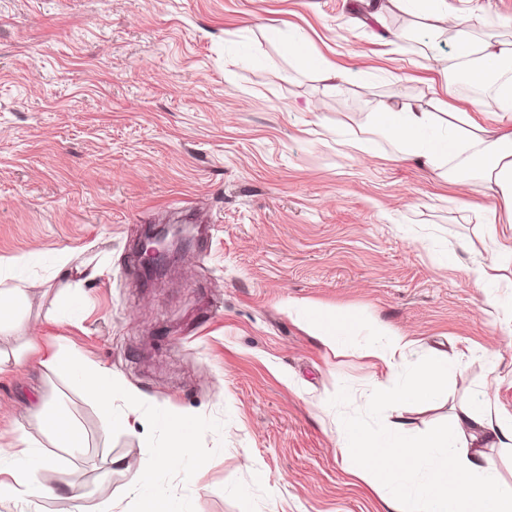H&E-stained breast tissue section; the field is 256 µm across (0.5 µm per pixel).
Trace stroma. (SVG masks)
I'll return each mask as SVG.
<instances>
[{
  "mask_svg": "<svg viewBox=\"0 0 512 512\" xmlns=\"http://www.w3.org/2000/svg\"><path fill=\"white\" fill-rule=\"evenodd\" d=\"M448 5L481 37L512 18V0ZM296 35L340 78L289 56ZM453 51L423 14L370 0H0V268L29 257L21 311L41 332L31 351L0 335V442L26 434L85 512H141L139 472L165 442L153 420L190 412L205 468L160 475L172 512H389L341 453L344 426L423 436L483 399L512 419V288L470 280L495 250L471 209L490 202L481 182L463 199L386 141L348 144L367 113L440 111L429 58ZM172 223L197 243L138 282L143 229ZM74 289L83 314L61 319ZM295 304L362 326L335 350ZM375 321L408 336L399 367L363 356ZM61 343L144 395L113 400L134 429L43 367ZM442 360L433 399L371 404ZM46 402L78 422L79 451L43 434Z\"/></svg>",
  "mask_w": 512,
  "mask_h": 512,
  "instance_id": "1",
  "label": "stroma"
}]
</instances>
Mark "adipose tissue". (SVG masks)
I'll use <instances>...</instances> for the list:
<instances>
[{
  "instance_id": "1",
  "label": "adipose tissue",
  "mask_w": 512,
  "mask_h": 512,
  "mask_svg": "<svg viewBox=\"0 0 512 512\" xmlns=\"http://www.w3.org/2000/svg\"><path fill=\"white\" fill-rule=\"evenodd\" d=\"M392 3L400 10L419 7L437 28L453 30V55L435 57L431 66L443 79L445 95H453L460 74L494 84L499 109L506 114L508 124L490 131L472 113L457 112L440 131L434 113L390 108L368 113L355 140L356 148L366 149L384 138L392 142L395 160H418L438 169L450 167L458 183L477 177L497 200L493 207L477 206L480 223L491 230L504 220L512 224V42L476 38L449 8L447 0ZM298 314L309 330L329 345L339 344L356 326L348 316L330 315L310 306L299 308ZM45 365L76 378L97 402L109 426H128V417L112 410L114 384L109 368L87 363L67 345L59 346ZM448 371L444 361L419 371L410 382L389 394V402L432 398L447 381ZM39 419L43 433L57 447L75 451L82 448L81 431L64 406L45 404L39 410ZM157 423L165 432L166 446L141 475V483L148 490L143 512H168L157 488V474L172 460L190 455L198 437L197 422L191 414H165ZM511 447L512 422L494 416L489 405L481 402L462 407L447 427L424 437L414 435L402 423L379 438L360 426L349 425L343 437V449L349 456L377 464V478L390 489L391 512H512V487L501 483L483 454L487 448ZM423 462L430 465L431 477L426 489L415 492L405 477ZM50 465L42 450L25 437L0 446V493L27 504L57 496V486L41 479Z\"/></svg>"
}]
</instances>
